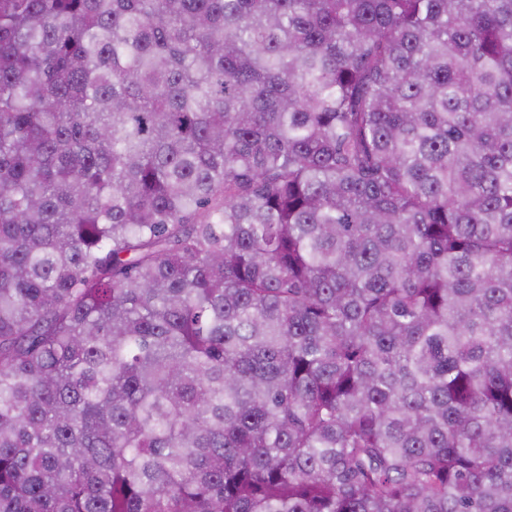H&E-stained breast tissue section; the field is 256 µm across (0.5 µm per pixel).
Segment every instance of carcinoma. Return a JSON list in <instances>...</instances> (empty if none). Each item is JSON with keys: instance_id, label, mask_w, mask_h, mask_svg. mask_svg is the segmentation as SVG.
<instances>
[{"instance_id": "obj_1", "label": "carcinoma", "mask_w": 512, "mask_h": 512, "mask_svg": "<svg viewBox=\"0 0 512 512\" xmlns=\"http://www.w3.org/2000/svg\"><path fill=\"white\" fill-rule=\"evenodd\" d=\"M0 512H512V0H0Z\"/></svg>"}]
</instances>
